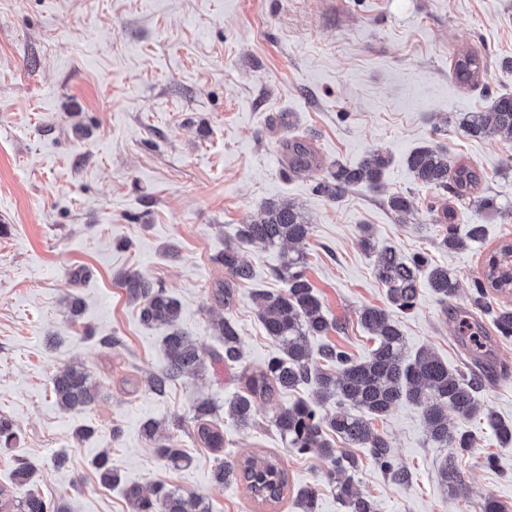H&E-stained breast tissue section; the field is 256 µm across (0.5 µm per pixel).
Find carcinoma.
<instances>
[{"label":"carcinoma","mask_w":512,"mask_h":512,"mask_svg":"<svg viewBox=\"0 0 512 512\" xmlns=\"http://www.w3.org/2000/svg\"><path fill=\"white\" fill-rule=\"evenodd\" d=\"M453 77L462 86L473 87L486 78L485 66L472 52H459L450 64ZM463 131L474 138L498 136L512 141V96L495 98L490 107L474 112L465 121ZM289 168L295 173L322 165L314 148L306 141L292 139L285 143ZM414 178L426 187L457 199L471 198L477 210L494 214L498 207L494 199L479 195L484 175L477 167L455 161L448 154L431 146L412 151L406 160ZM387 156L379 152L368 154L360 164L347 167L339 163L329 167L325 178L318 181L314 191L335 200L346 191L366 185L376 189L388 167ZM393 214L401 219L414 213L416 204L409 195H394L387 200ZM458 215L451 207L442 208L436 223L444 225L438 247L458 250L466 242H481L484 228L470 225L468 239L456 236L453 224ZM312 225L290 202L266 203L261 218L239 226L236 237L224 243V251L215 256L216 264L224 268L225 279L211 289L213 300L228 307L234 297V287L252 277L251 268L242 260L246 246L274 247L300 244L311 234ZM301 254L284 257L276 276L283 287L262 289L255 293L259 301V318L267 336L279 349V355L245 377L243 390L224 410L241 429L253 424L254 406L258 399H269L276 393L292 390L314 378L318 384L315 401L298 400L273 414L272 427L285 447L299 453L316 452L331 463L328 477L337 484L338 498L347 512H376L373 500L359 491L347 471L355 461L336 454V448L327 438L330 430L353 448H366L374 463L395 481L407 478L405 468L393 458L389 444L374 426L384 420L403 402H412L423 409V423L427 440L439 448H455L467 453L475 447L476 435L459 430L448 413L462 417L478 414L485 419L504 449H512V421H506L480 405V396L486 390L483 374L474 370L468 374L451 371L434 351L421 349L413 361L405 358V342L399 324L390 312L377 306H365L358 313L361 325L374 341L370 354L362 361L348 352L326 344L318 351L321 364L313 362L308 340L323 337L339 323L327 314L319 296L303 271ZM377 275L387 288L390 306L400 310L412 309L417 301L421 276H426L430 288L446 302L461 290V283L448 267L432 264L429 252L405 255L393 246L380 250ZM117 280L127 297L139 304L140 319L147 326H166V364L151 375L145 390L162 395L172 383L193 376L203 364L197 343L192 335L178 327L179 303L162 286L146 279L135 270L117 274ZM470 308L455 317L460 341L471 360L477 362L487 354L489 332L481 322L489 307L491 293L512 291V242L504 241L493 252L481 275L471 278L469 284ZM493 330L497 336L512 338V307L494 315ZM214 332L224 344V363L233 364L242 357V338L232 317L225 316L214 323ZM57 405L65 411H80L95 403L98 385L78 365H69L58 371L52 380ZM336 400L337 410L326 418L319 412L321 404ZM353 406L360 414H353L344 406ZM222 413V414H224ZM222 414L209 400L197 401L193 409L198 438L207 447L217 451L224 447ZM161 423L147 420L142 433L154 445L159 456L173 467L189 462L183 450L171 439L158 435ZM17 439L12 420L0 416V445L10 447ZM96 468L102 483L113 485L120 481L118 469L106 451L96 459ZM35 472L34 467L22 461L15 471V486L20 495L13 496L0 488V512H65L58 503L48 501L27 489ZM443 481L455 487L460 481L456 456L444 460L441 466ZM215 481L243 483L248 496L261 507H275L288 500V475L279 455L272 451L255 453L237 460L226 461L214 471ZM131 512H209L202 498L154 481L148 489L133 485L126 490ZM302 512H315L316 490L302 489L296 500Z\"/></svg>","instance_id":"cac0c4a2"}]
</instances>
